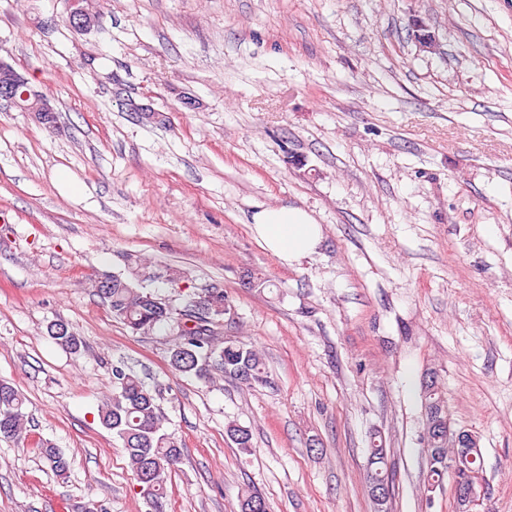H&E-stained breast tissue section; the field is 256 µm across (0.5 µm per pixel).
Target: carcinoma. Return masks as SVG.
<instances>
[{
  "label": "carcinoma",
  "instance_id": "cac0c4a2",
  "mask_svg": "<svg viewBox=\"0 0 512 512\" xmlns=\"http://www.w3.org/2000/svg\"><path fill=\"white\" fill-rule=\"evenodd\" d=\"M130 276H112L107 284L97 286V292L105 299L112 315L133 332L152 331L164 326H178V341L171 348L169 364L177 372L204 384H212L216 377L229 375L246 384L264 381L265 366L260 353L246 344L226 340L218 342L209 328L213 319L230 310L224 289L212 287L209 313L194 327L185 323L194 318L195 303L189 302L180 317L165 300L144 288L135 286L133 279L147 268L145 259L137 256L129 259ZM51 338L61 347L76 352L81 347L80 339L65 329L59 331L56 324L48 327ZM424 410L430 415L436 404H441L442 416H449L448 404L434 378L424 382ZM24 401L9 383L0 380V437L20 442L27 433L29 420L23 412ZM103 426L116 433L128 457L137 479L147 478L150 492L147 499L156 504L164 495V480L168 470L182 455L181 444L174 434L163 426V416L155 395L131 370L116 363L112 366V393L99 410ZM226 432L231 440L244 452L251 451L250 430L235 423L228 424ZM428 441L437 454H426L427 488L444 485L448 477V462L445 458L454 454L443 433H429ZM40 453L49 469L57 476L68 473L69 462L58 448L40 442ZM371 479L384 486L392 494L393 474L387 462V449L382 439H373L369 453Z\"/></svg>",
  "mask_w": 512,
  "mask_h": 512
}]
</instances>
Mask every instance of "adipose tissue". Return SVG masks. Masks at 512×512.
Segmentation results:
<instances>
[{
  "label": "adipose tissue",
  "mask_w": 512,
  "mask_h": 512,
  "mask_svg": "<svg viewBox=\"0 0 512 512\" xmlns=\"http://www.w3.org/2000/svg\"><path fill=\"white\" fill-rule=\"evenodd\" d=\"M251 222L264 247L289 264L316 253L322 243L320 224L295 206L260 208L253 213Z\"/></svg>",
  "instance_id": "adipose-tissue-1"
}]
</instances>
